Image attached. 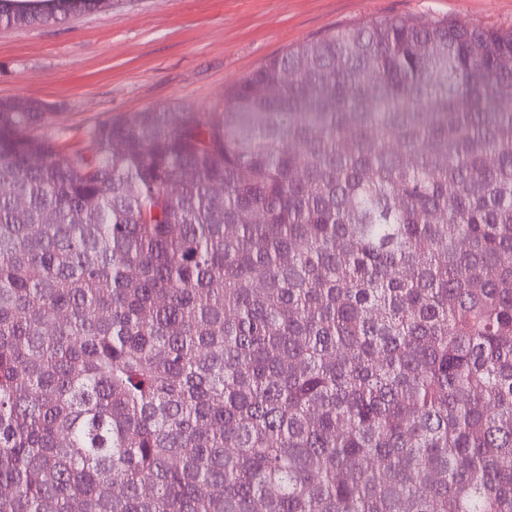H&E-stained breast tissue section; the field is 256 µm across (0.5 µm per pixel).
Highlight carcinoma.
Instances as JSON below:
<instances>
[{
  "label": "carcinoma",
  "mask_w": 512,
  "mask_h": 512,
  "mask_svg": "<svg viewBox=\"0 0 512 512\" xmlns=\"http://www.w3.org/2000/svg\"><path fill=\"white\" fill-rule=\"evenodd\" d=\"M510 102L512 26L409 15L88 152L1 98L0 512H512Z\"/></svg>",
  "instance_id": "1"
}]
</instances>
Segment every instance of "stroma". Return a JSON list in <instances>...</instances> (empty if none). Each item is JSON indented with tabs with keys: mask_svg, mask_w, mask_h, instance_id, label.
I'll return each mask as SVG.
<instances>
[{
	"mask_svg": "<svg viewBox=\"0 0 512 512\" xmlns=\"http://www.w3.org/2000/svg\"><path fill=\"white\" fill-rule=\"evenodd\" d=\"M512 24V0H111L34 25L0 27V98L46 103L63 148L95 121L149 107L223 105L288 48L372 17Z\"/></svg>",
	"mask_w": 512,
	"mask_h": 512,
	"instance_id": "stroma-1",
	"label": "stroma"
}]
</instances>
